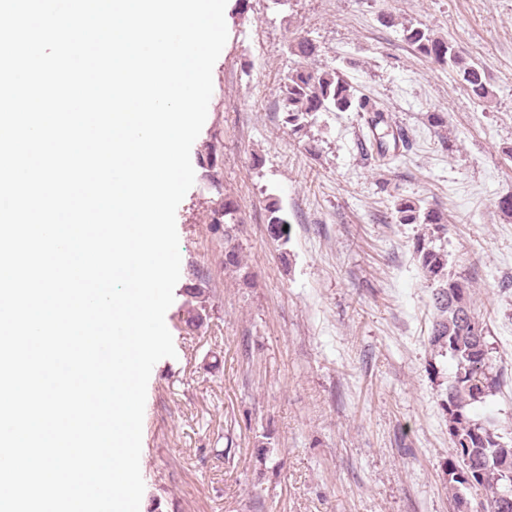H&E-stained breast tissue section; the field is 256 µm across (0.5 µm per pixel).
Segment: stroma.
Listing matches in <instances>:
<instances>
[{"instance_id": "1", "label": "stroma", "mask_w": 512, "mask_h": 512, "mask_svg": "<svg viewBox=\"0 0 512 512\" xmlns=\"http://www.w3.org/2000/svg\"><path fill=\"white\" fill-rule=\"evenodd\" d=\"M420 21L480 62L495 97L471 98L413 51ZM227 42L191 148L193 186L176 212L180 279L165 323L176 351L153 367L143 419L140 512H454L443 402L453 363L428 341L433 287L413 246L423 200L446 234L425 237L472 278L499 390L474 419L512 436V0H227ZM403 127L390 164L364 154L362 113L322 112L292 134L276 109L293 34ZM443 113L444 127L431 116ZM215 145L216 164L200 163ZM387 190H380V183ZM234 198L253 286L224 267L219 194ZM275 198L288 243L267 231ZM208 317L186 325L184 289ZM395 213L400 224H428L432 233L444 234L446 225L441 213L433 208L421 205V200L411 198H397ZM188 293L190 294L191 299L195 300L197 306H193L188 310L186 323L193 328L201 327L207 317V314L204 313L206 312V306L203 304L206 302V300H203L206 296V288H203L199 284L194 288H188Z\"/></svg>"}]
</instances>
